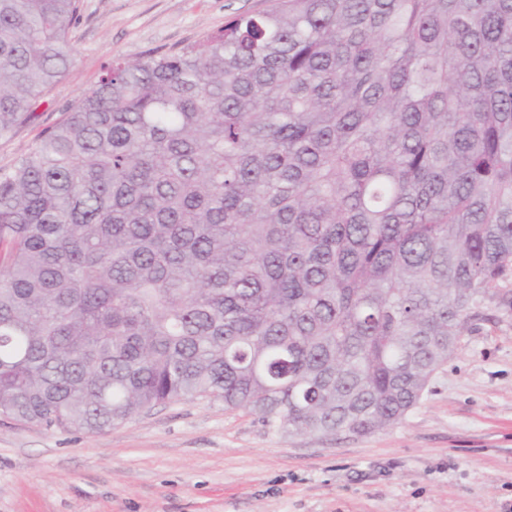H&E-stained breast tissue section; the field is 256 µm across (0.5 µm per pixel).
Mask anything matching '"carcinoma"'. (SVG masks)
<instances>
[{
    "instance_id": "cac0c4a2",
    "label": "carcinoma",
    "mask_w": 512,
    "mask_h": 512,
    "mask_svg": "<svg viewBox=\"0 0 512 512\" xmlns=\"http://www.w3.org/2000/svg\"><path fill=\"white\" fill-rule=\"evenodd\" d=\"M79 0H0V136ZM512 0H270L114 59L0 168V417L98 433L209 399L368 435L512 309Z\"/></svg>"
}]
</instances>
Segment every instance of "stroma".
Listing matches in <instances>:
<instances>
[{
	"label": "stroma",
	"mask_w": 512,
	"mask_h": 512,
	"mask_svg": "<svg viewBox=\"0 0 512 512\" xmlns=\"http://www.w3.org/2000/svg\"><path fill=\"white\" fill-rule=\"evenodd\" d=\"M76 62L0 137V168L60 122L112 57L171 53L267 0H80ZM0 512H512V312L485 304L431 389L367 436L276 434L196 400L67 433L0 417Z\"/></svg>",
	"instance_id": "obj_1"
}]
</instances>
